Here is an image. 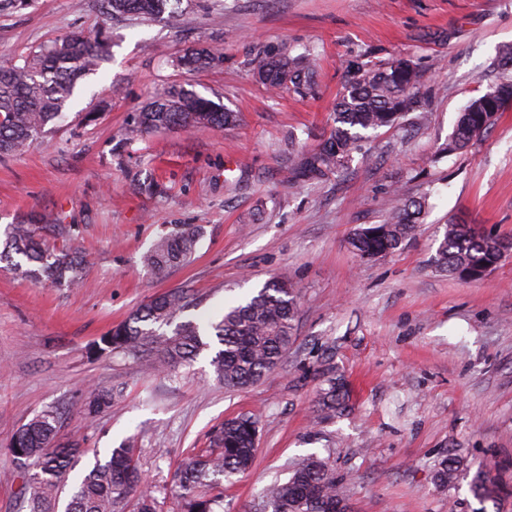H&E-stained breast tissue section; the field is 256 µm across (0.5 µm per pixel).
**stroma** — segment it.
I'll use <instances>...</instances> for the list:
<instances>
[{
	"mask_svg": "<svg viewBox=\"0 0 512 512\" xmlns=\"http://www.w3.org/2000/svg\"><path fill=\"white\" fill-rule=\"evenodd\" d=\"M181 15L113 18L102 0H0V64L73 31L104 33L107 56L82 81L64 122L42 142L0 155V242L8 225L59 217L83 258L80 287L35 285L0 262V512H27L16 431L53 408L59 441L84 440L75 476L135 437L160 512H179L172 476L224 420H256L252 470L224 491L220 512H263L264 490L300 458L329 459L352 512H512V254L481 281L440 272L448 223L512 239V106L462 152L443 153L460 112L494 82L488 66L512 43V0H181ZM189 47L220 52L214 68L176 65ZM318 58L304 95L256 78L274 49ZM411 58L422 74L425 121L364 133L346 170L305 181L284 148L317 149L353 62ZM237 112L233 125L178 128L126 140L146 103L172 85ZM157 182L154 192L138 182ZM427 197L403 250L365 261L349 246L380 223L391 197ZM201 229L196 250L166 277L143 263L177 225ZM272 280L299 291L296 340L260 382L227 390L212 351L177 373L100 353L101 336L151 298L186 291L187 318L220 319L225 303ZM343 377L344 415L317 418L326 374ZM117 389L85 416L91 390ZM467 469L438 488L442 454ZM496 494L474 496L478 471Z\"/></svg>",
	"mask_w": 512,
	"mask_h": 512,
	"instance_id": "stroma-1",
	"label": "stroma"
}]
</instances>
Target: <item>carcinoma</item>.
<instances>
[{"label": "carcinoma", "instance_id": "obj_1", "mask_svg": "<svg viewBox=\"0 0 512 512\" xmlns=\"http://www.w3.org/2000/svg\"><path fill=\"white\" fill-rule=\"evenodd\" d=\"M171 0H105L115 17L128 15L151 19L163 15ZM106 53V40L82 33L41 46L9 65H0V153L13 154L31 145L44 127L64 114L79 81L96 73ZM221 57L204 49H187L176 64L195 72L211 68ZM496 84L474 97L461 113L447 144L463 151L483 135L499 112L512 101V45L503 46L492 62ZM317 74L309 51L290 55L288 49L271 52L259 62L258 79L275 90L303 93ZM421 74L407 58H393L369 67L350 66V78L334 106V127L324 144L308 153L299 174L317 179L329 172L341 173L363 139L361 131L395 127L419 108ZM236 121L224 106L183 86L171 88L146 105L128 130V138L178 127L222 128ZM426 208V198L405 200L390 209L382 222L357 229L349 243L357 254L375 259L402 249L415 234ZM35 224H15L6 233L0 261L21 255L26 265L16 264L32 283L45 277L59 284L75 285L82 279V258L68 249L45 247ZM200 228L185 225L159 238L144 258L155 275L163 276L192 255ZM502 256L499 239L480 235L465 224H449L437 248L435 265L448 275L469 280L494 267ZM191 306L189 296L174 290L151 299L101 338L103 350L149 362L170 373L192 362L211 348L216 379L226 389L248 388L272 373L294 343L298 314L297 291L285 281H273L255 295L224 307L218 321L205 325L182 319ZM112 400L109 391H93L84 413L93 417ZM320 418L347 409L342 379L329 376L317 401ZM59 415L45 410L18 429L10 447L13 459L26 466L22 472L24 497L29 512H57L58 494L74 461L84 453L83 439H56ZM258 427L249 416L227 419L208 437V450L184 458L175 475L174 493L182 512H215L222 504L224 482L250 470L255 462ZM466 463L454 453L443 456L435 467V480L446 487L458 478ZM497 476L477 473L472 482L476 496L488 495ZM145 477L135 457L133 442L112 450L110 458L96 462L80 480L65 512H116L118 505L138 498V512H158L157 500L145 487ZM271 512H349L343 479L332 465L315 454L298 460L287 482L272 485L265 494Z\"/></svg>", "mask_w": 512, "mask_h": 512}]
</instances>
